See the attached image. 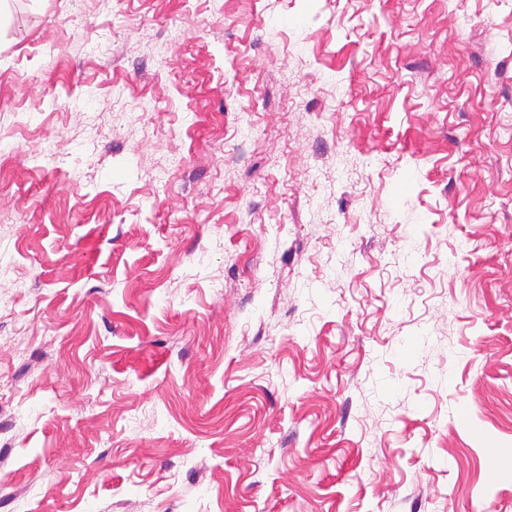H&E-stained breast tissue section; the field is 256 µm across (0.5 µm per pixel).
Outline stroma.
<instances>
[{
  "label": "stroma",
  "instance_id": "1",
  "mask_svg": "<svg viewBox=\"0 0 512 512\" xmlns=\"http://www.w3.org/2000/svg\"><path fill=\"white\" fill-rule=\"evenodd\" d=\"M0 512H512V0H0Z\"/></svg>",
  "mask_w": 512,
  "mask_h": 512
}]
</instances>
